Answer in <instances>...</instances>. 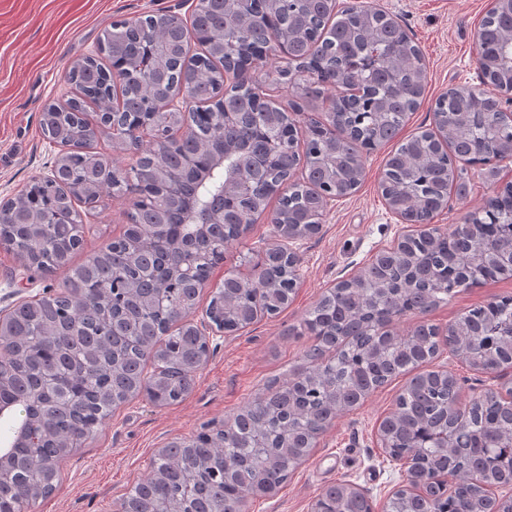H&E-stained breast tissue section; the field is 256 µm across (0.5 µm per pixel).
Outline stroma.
I'll return each mask as SVG.
<instances>
[{
    "instance_id": "obj_1",
    "label": "stroma",
    "mask_w": 512,
    "mask_h": 512,
    "mask_svg": "<svg viewBox=\"0 0 512 512\" xmlns=\"http://www.w3.org/2000/svg\"><path fill=\"white\" fill-rule=\"evenodd\" d=\"M192 0H0V199L16 195L26 182L53 166L60 148L44 139L39 126L46 104L74 95L65 79L70 64L94 53L103 29L113 20L164 10L190 15ZM393 14L419 46L426 65V93L403 133L431 128L436 99L448 89L480 82L475 31L489 0H344ZM387 147L366 156L365 177L353 194L328 203L319 234L294 243L300 257L301 284L293 302L276 317L264 318L225 337L222 346L197 373L189 395L180 403L159 407L138 397L108 415L96 435L61 463V481L32 512H115L122 496L140 478L158 448L193 436L204 425L219 424L260 395L268 380L287 378L299 364L309 337L301 322L323 292L362 268L379 250L390 247L407 226L392 214L379 190ZM471 190L451 196L433 222L445 229L463 223L493 195L498 183L512 180L501 172L487 181L480 167L467 169ZM132 207L128 194L102 193L84 219L87 250H96L123 233ZM273 226L262 215L247 235L229 243L224 261L201 292L209 303L212 286L221 284L228 270L250 273L241 260L251 250L265 249ZM67 269L28 278L13 253L0 245V308L27 287L29 294L58 289ZM512 297V278L488 280L457 293L432 311L427 320L447 328L468 309ZM433 369L452 370L461 378L460 404H468L488 388H507L512 376L473 371L441 352ZM404 379L370 394L356 409L339 413L320 437L310 457L272 497L249 500L246 512H312L327 487L352 483L364 489L375 512H381L390 491L402 480L399 465L376 447L373 430L390 411Z\"/></svg>"
}]
</instances>
